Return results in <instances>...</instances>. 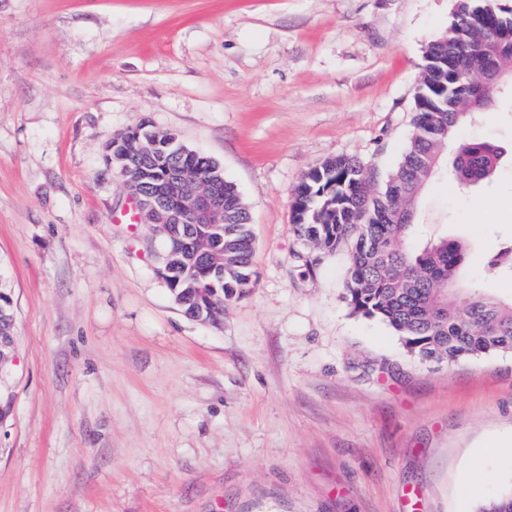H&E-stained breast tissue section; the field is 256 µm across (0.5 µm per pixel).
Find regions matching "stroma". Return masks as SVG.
<instances>
[{"label":"stroma","mask_w":512,"mask_h":512,"mask_svg":"<svg viewBox=\"0 0 512 512\" xmlns=\"http://www.w3.org/2000/svg\"><path fill=\"white\" fill-rule=\"evenodd\" d=\"M455 0H0V512H479L512 489V353L425 365L342 296L349 245L314 270L291 219L325 159L401 160L427 44ZM217 161L248 207L257 285L186 317L162 240L131 225L104 160L142 120ZM512 149V88L460 128ZM464 243L462 278L512 238V163L418 209ZM0 307L3 310L2 327L8 329L15 336V320L13 314V302L10 294L0 289ZM13 336H2L0 333V368L10 359L13 346ZM502 448H510L504 447L500 444H494L487 448H482L480 452L475 457L473 463L471 464L470 468L464 472L462 475L463 482L467 485L473 486L476 482L477 477L484 474L483 471V463L485 458L491 455H498L501 454Z\"/></svg>","instance_id":"stroma-1"}]
</instances>
